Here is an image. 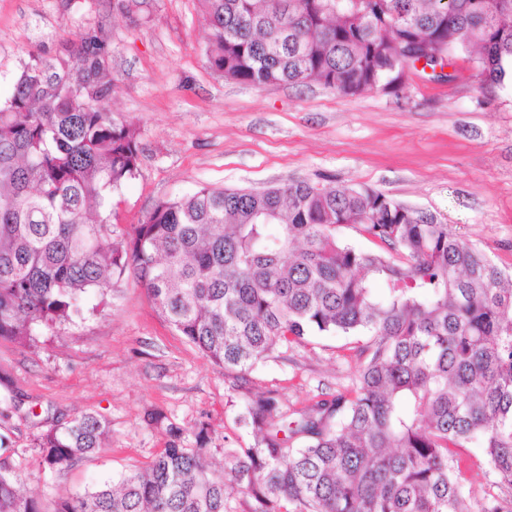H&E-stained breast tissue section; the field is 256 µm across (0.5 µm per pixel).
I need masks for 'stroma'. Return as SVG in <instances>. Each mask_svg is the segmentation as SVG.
Returning a JSON list of instances; mask_svg holds the SVG:
<instances>
[{"mask_svg":"<svg viewBox=\"0 0 512 512\" xmlns=\"http://www.w3.org/2000/svg\"><path fill=\"white\" fill-rule=\"evenodd\" d=\"M104 40L115 120L140 132L139 171L123 184L115 222L132 236L152 207L202 186L260 191L285 181L372 189L426 212L512 272V80L483 84L470 55L450 56L447 81L411 70L393 95H341L322 85H243L212 71L199 0H0V99L22 63L73 65V43ZM347 339L277 348L252 374L298 409L350 385ZM244 404L224 370L178 333L133 276L91 297L75 323L23 346L0 339V468L42 512L104 480L145 467L162 448L196 447L206 428L213 468L251 443ZM92 411L107 448L56 472L38 466L39 439ZM460 477L476 498L512 497L481 448Z\"/></svg>","mask_w":512,"mask_h":512,"instance_id":"1","label":"stroma"}]
</instances>
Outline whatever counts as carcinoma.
I'll return each instance as SVG.
<instances>
[{"label": "carcinoma", "instance_id": "carcinoma-1", "mask_svg": "<svg viewBox=\"0 0 512 512\" xmlns=\"http://www.w3.org/2000/svg\"><path fill=\"white\" fill-rule=\"evenodd\" d=\"M209 68L240 84L343 94L403 78L409 39L428 65L468 52L479 74L512 76V0H199ZM75 63H26L0 102V339L29 343L74 322L86 300L133 272L162 316L244 400L246 448L224 466L170 445L144 468L63 500L57 512H512L473 500L453 448L477 443L512 487V275L432 216L380 192L284 182L202 187L161 201L123 239L115 194L138 171L140 134L108 108L103 43ZM350 224L377 249L336 237ZM363 337L343 356L350 387L300 409L257 392L251 374L280 345ZM107 420L80 413L41 437L57 471L106 448ZM0 469V512H41L40 495Z\"/></svg>", "mask_w": 512, "mask_h": 512}]
</instances>
